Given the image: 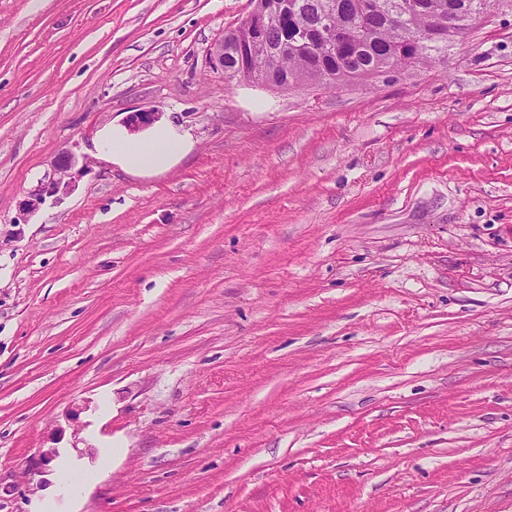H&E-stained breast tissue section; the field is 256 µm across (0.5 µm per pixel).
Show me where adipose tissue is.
Wrapping results in <instances>:
<instances>
[{
	"label": "adipose tissue",
	"instance_id": "1",
	"mask_svg": "<svg viewBox=\"0 0 512 512\" xmlns=\"http://www.w3.org/2000/svg\"><path fill=\"white\" fill-rule=\"evenodd\" d=\"M97 146L112 163L136 172H163L189 152L192 138L174 120L163 119L137 136L123 126L112 125L100 132Z\"/></svg>",
	"mask_w": 512,
	"mask_h": 512
}]
</instances>
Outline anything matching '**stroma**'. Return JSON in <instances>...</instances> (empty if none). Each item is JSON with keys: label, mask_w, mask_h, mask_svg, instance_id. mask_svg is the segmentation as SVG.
Segmentation results:
<instances>
[{"label": "stroma", "mask_w": 512, "mask_h": 512, "mask_svg": "<svg viewBox=\"0 0 512 512\" xmlns=\"http://www.w3.org/2000/svg\"><path fill=\"white\" fill-rule=\"evenodd\" d=\"M251 8L0 0V512H512V0L299 89L210 69ZM150 111L191 152L106 161ZM192 144L190 133L172 119L160 120L136 137L115 124L101 131L97 142L112 164L142 173L168 170ZM78 157L69 151L63 153L55 164L51 173L40 181L38 185L29 192V196L22 207V216L34 213L45 201L46 197L67 193L74 187L72 170L78 165Z\"/></svg>", "instance_id": "obj_1"}]
</instances>
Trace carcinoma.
<instances>
[{
    "mask_svg": "<svg viewBox=\"0 0 512 512\" xmlns=\"http://www.w3.org/2000/svg\"><path fill=\"white\" fill-rule=\"evenodd\" d=\"M270 10L265 38L246 50L242 59L232 51L234 40L224 37V66L246 67L243 80L260 85L265 67L272 58L280 62V71L295 85H334L364 78L386 79L398 70L427 65L434 54L448 50L456 38L444 34L433 40L430 34L448 19V6H464L469 0H404L405 24L398 28L391 21L390 0H260ZM336 29L351 27L361 31L358 44L343 54L328 53L319 35L326 19ZM295 24L304 34L302 40L288 45V25Z\"/></svg>",
    "mask_w": 512,
    "mask_h": 512,
    "instance_id": "cac0c4a2",
    "label": "carcinoma"
}]
</instances>
